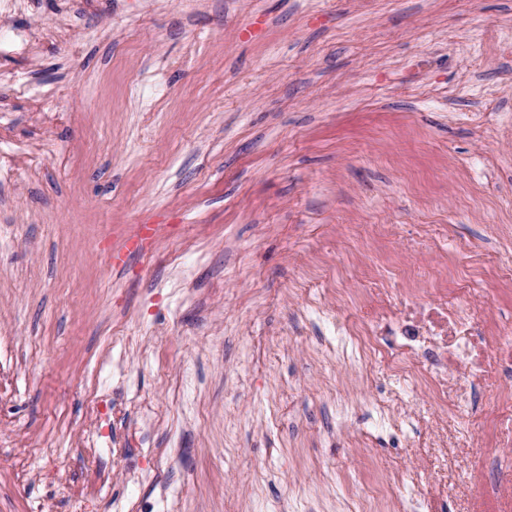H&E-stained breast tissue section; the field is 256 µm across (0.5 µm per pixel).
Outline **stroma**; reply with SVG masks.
I'll list each match as a JSON object with an SVG mask.
<instances>
[{
    "instance_id": "1",
    "label": "stroma",
    "mask_w": 512,
    "mask_h": 512,
    "mask_svg": "<svg viewBox=\"0 0 512 512\" xmlns=\"http://www.w3.org/2000/svg\"><path fill=\"white\" fill-rule=\"evenodd\" d=\"M73 3L0 57V512H499L512 377L388 354L461 282L512 333V0ZM503 470V465L498 461L497 457H492L486 462L485 470L479 474L477 482H473L472 473H464L463 482L472 487L480 488L482 494H496L499 485V478Z\"/></svg>"
}]
</instances>
